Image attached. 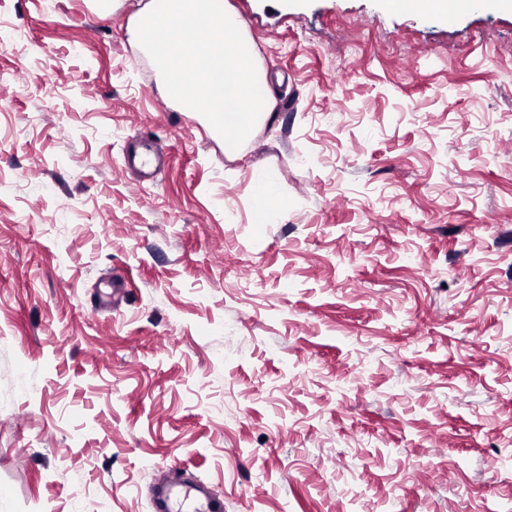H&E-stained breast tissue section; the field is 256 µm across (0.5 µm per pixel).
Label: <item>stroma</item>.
Returning <instances> with one entry per match:
<instances>
[{"instance_id":"35a3bbf8","label":"stroma","mask_w":512,"mask_h":512,"mask_svg":"<svg viewBox=\"0 0 512 512\" xmlns=\"http://www.w3.org/2000/svg\"><path fill=\"white\" fill-rule=\"evenodd\" d=\"M146 2L0 0V512H154L170 463L224 512H512V10L224 0L277 100L233 159Z\"/></svg>"}]
</instances>
